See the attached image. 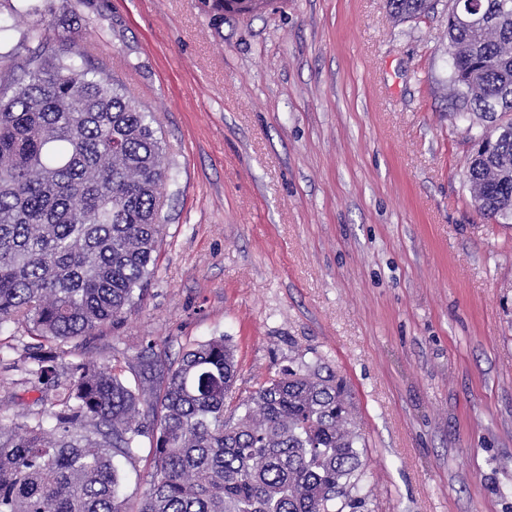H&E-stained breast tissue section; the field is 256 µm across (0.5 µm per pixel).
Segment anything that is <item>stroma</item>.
Returning <instances> with one entry per match:
<instances>
[{
    "label": "stroma",
    "mask_w": 512,
    "mask_h": 512,
    "mask_svg": "<svg viewBox=\"0 0 512 512\" xmlns=\"http://www.w3.org/2000/svg\"><path fill=\"white\" fill-rule=\"evenodd\" d=\"M81 39L154 112L170 180L150 293L92 358L234 345L237 397L315 363L343 377L362 512H512V223L475 209L449 96L448 0H280L213 25L200 0H96ZM0 0V72L37 40ZM25 326L0 330V417L54 393ZM389 10L399 19L425 15L434 10V0H387Z\"/></svg>",
    "instance_id": "obj_1"
}]
</instances>
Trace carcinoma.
Returning a JSON list of instances; mask_svg holds the SVG:
<instances>
[{
  "mask_svg": "<svg viewBox=\"0 0 512 512\" xmlns=\"http://www.w3.org/2000/svg\"><path fill=\"white\" fill-rule=\"evenodd\" d=\"M453 110L512 126V0H451ZM399 19L435 0H387ZM217 19L272 0H203ZM474 8L475 25L457 14ZM39 39L0 90V329L21 324L65 344L123 322L143 300L162 241L168 172L160 127L123 82L81 51ZM472 137L467 178L478 210L512 220V140ZM56 409L0 420V512H360L364 449L344 380L323 367L278 371L235 404L234 352L222 336L163 359L154 344L120 364L87 358L59 379L52 351L31 354ZM153 470L137 498L116 458Z\"/></svg>",
  "mask_w": 512,
  "mask_h": 512,
  "instance_id": "carcinoma-1",
  "label": "carcinoma"
}]
</instances>
